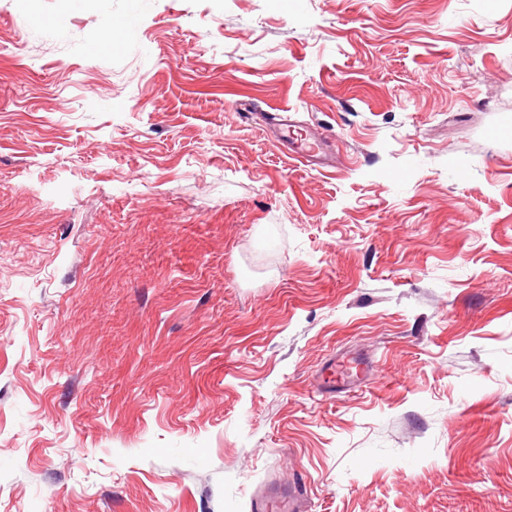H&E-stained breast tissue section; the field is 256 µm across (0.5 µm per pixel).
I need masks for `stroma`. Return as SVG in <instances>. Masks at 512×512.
Here are the masks:
<instances>
[{"instance_id": "stroma-1", "label": "stroma", "mask_w": 512, "mask_h": 512, "mask_svg": "<svg viewBox=\"0 0 512 512\" xmlns=\"http://www.w3.org/2000/svg\"><path fill=\"white\" fill-rule=\"evenodd\" d=\"M296 481L512 512V0H0V512Z\"/></svg>"}]
</instances>
